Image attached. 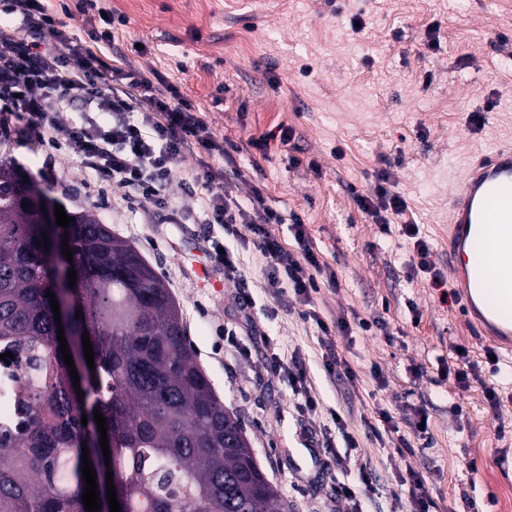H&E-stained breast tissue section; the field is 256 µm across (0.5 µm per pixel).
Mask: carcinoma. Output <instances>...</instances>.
<instances>
[{
    "label": "carcinoma",
    "mask_w": 512,
    "mask_h": 512,
    "mask_svg": "<svg viewBox=\"0 0 512 512\" xmlns=\"http://www.w3.org/2000/svg\"><path fill=\"white\" fill-rule=\"evenodd\" d=\"M33 186L0 160V345L23 352L33 380L20 432H0V512H86L82 447L97 483L120 474L126 512H278L276 489L258 472L238 418L216 397L186 346L179 307L140 253L88 210L68 226L76 284L55 276V233L42 228ZM48 237L49 246L35 242ZM75 297L67 348L95 371L78 398L62 360L51 299ZM106 419L105 460L93 417ZM87 425H82V417Z\"/></svg>",
    "instance_id": "cac0c4a2"
}]
</instances>
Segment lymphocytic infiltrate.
Returning <instances> with one entry per match:
<instances>
[{"mask_svg":"<svg viewBox=\"0 0 512 512\" xmlns=\"http://www.w3.org/2000/svg\"><path fill=\"white\" fill-rule=\"evenodd\" d=\"M72 6L87 18L85 37L67 30L46 0H0V92L11 103L0 111V136L15 135L65 151L112 191L132 189L154 200L168 223L217 224L225 237L252 241L268 260L271 287L281 295L293 290L300 301L311 304L324 267L304 224L293 226L296 250L285 248L275 233L283 221L280 213L251 212L219 185L221 174L209 159L231 157L238 145L217 138L174 86L153 84L131 67L107 65L100 51L112 40L107 8L96 7L95 0H72ZM64 112L72 113L70 123H62ZM19 118L24 128H17ZM188 153L197 158L191 180L205 191L194 212L183 210L167 192L174 163ZM356 201L383 225L407 209L383 173ZM336 430L344 449L333 454L337 474L332 489L347 512H363L372 471L356 454L357 438L344 424Z\"/></svg>","mask_w":512,"mask_h":512,"instance_id":"1","label":"lymphocytic infiltrate"}]
</instances>
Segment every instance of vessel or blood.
Here are the masks:
<instances>
[{"label": "vessel or blood", "mask_w": 512, "mask_h": 512, "mask_svg": "<svg viewBox=\"0 0 512 512\" xmlns=\"http://www.w3.org/2000/svg\"><path fill=\"white\" fill-rule=\"evenodd\" d=\"M448 275L478 334L512 346V142L481 152L448 196Z\"/></svg>", "instance_id": "1"}]
</instances>
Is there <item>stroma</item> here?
I'll use <instances>...</instances> for the list:
<instances>
[{
    "instance_id": "obj_1",
    "label": "stroma",
    "mask_w": 512,
    "mask_h": 512,
    "mask_svg": "<svg viewBox=\"0 0 512 512\" xmlns=\"http://www.w3.org/2000/svg\"><path fill=\"white\" fill-rule=\"evenodd\" d=\"M107 0L123 18L105 61L161 75L190 100L214 134L242 145L223 171L240 202L280 212L284 246L301 217L320 262L336 272L310 308L333 324L354 317L379 329L336 332V351L356 371L330 380L320 369L324 336L305 319L303 303H278L266 279L267 258L231 242L241 278L223 280L206 251L207 224H169L143 199L126 201L93 181L64 154L54 163L62 184L44 180L46 149L0 139V158L40 185L64 210H90L141 252L179 305L186 344L215 394L240 420L254 458L288 512H338L322 474L332 414H339L378 477L366 512H390L402 488L396 473L420 472L432 512H507L512 493V354L495 351L468 325L456 291L433 286L412 266L403 225H417L430 247L431 273L448 272V193L469 159L512 140V0ZM359 29H352V21ZM293 136L281 142L276 134ZM269 135L265 150L250 138ZM407 201L382 229L355 197L378 172ZM210 270L222 293L200 283ZM251 294L250 322L236 298ZM236 333L234 344L225 331ZM479 378L463 387L448 379L458 348ZM301 357L318 399L299 415L286 367ZM382 369V380L370 374ZM492 387L500 398L490 408ZM400 430L385 445L364 425L376 408ZM428 431L417 434L416 409ZM415 450L398 452L400 438Z\"/></svg>"
}]
</instances>
